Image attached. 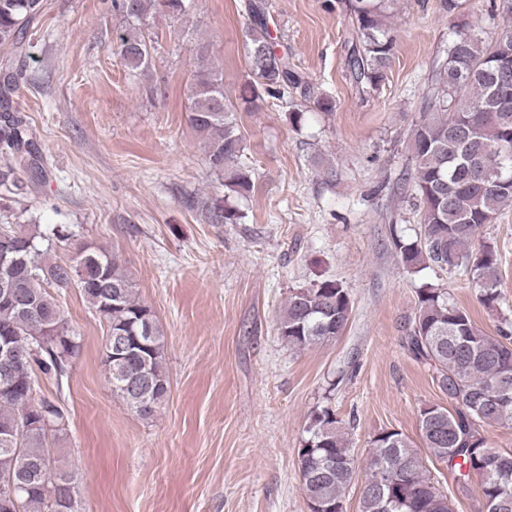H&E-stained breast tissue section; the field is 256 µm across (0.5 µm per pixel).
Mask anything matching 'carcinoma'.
I'll list each match as a JSON object with an SVG mask.
<instances>
[{
  "mask_svg": "<svg viewBox=\"0 0 512 512\" xmlns=\"http://www.w3.org/2000/svg\"><path fill=\"white\" fill-rule=\"evenodd\" d=\"M393 0H350L351 46L348 67L362 92L384 83L396 48L388 26ZM189 0H112V11L128 27L115 54L130 69L151 62L147 18L156 13L183 17ZM462 0H440V9L459 19L446 58L432 77L423 112L409 133L414 168L399 189L419 202L423 238L393 240L408 269L431 265L464 270L482 288L481 302L498 300V256L488 244L472 249L479 229L512 207V33L487 39L463 20ZM247 54L257 84L243 99L263 96L283 101L291 91L314 94L309 81L271 36L262 5H246ZM44 11V0H0V46L25 51L27 36ZM209 44L197 41V68L191 85L188 122L205 144L208 165L224 179V198L202 206L212 224L242 218L231 197L253 189L242 161L244 136L236 109L224 96L223 74L209 63ZM19 74L0 64V185L10 193L25 182L41 181L45 160L26 116L13 106ZM37 224H0V247L19 246L0 270V343L14 355V391L0 385V489L21 488L20 512H79L76 476L50 456L48 438L63 435L68 414L60 403L38 394L39 380L60 379L81 349L80 336L63 315L58 297L77 288L104 326L103 362L112 393L143 418L169 396L165 336L154 311L141 301L118 256L84 244L67 262L41 249ZM416 311L405 341L416 360L429 366L450 407L428 404L419 411L425 447L456 473L461 489L479 478L485 512H512V452L489 445L486 433L512 424V330L490 336L470 313L448 299L443 288L416 292ZM351 295L341 283L325 280L292 291L279 319V335L289 348L307 350L334 340L346 329ZM126 348L114 351L113 337ZM299 473L310 512H344L343 498L356 475L348 433L328 405L310 414L298 450ZM48 484V493L41 485ZM358 512H451L448 496L404 433L373 436Z\"/></svg>",
  "mask_w": 512,
  "mask_h": 512,
  "instance_id": "obj_1",
  "label": "carcinoma"
}]
</instances>
